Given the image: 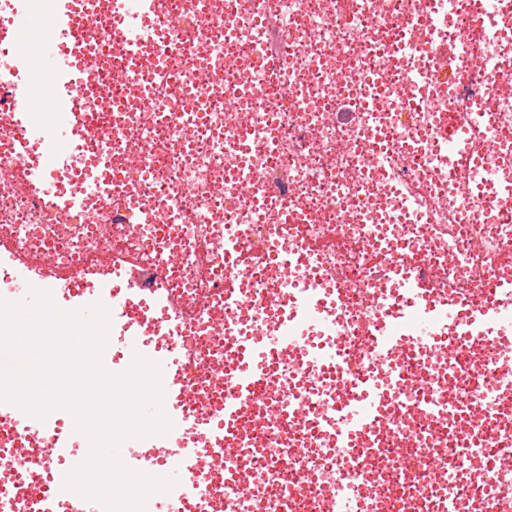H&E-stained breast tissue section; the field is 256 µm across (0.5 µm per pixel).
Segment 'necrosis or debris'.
I'll use <instances>...</instances> for the list:
<instances>
[{"mask_svg": "<svg viewBox=\"0 0 512 512\" xmlns=\"http://www.w3.org/2000/svg\"><path fill=\"white\" fill-rule=\"evenodd\" d=\"M155 54L170 68L124 64L141 95L104 110L94 93L98 64L111 61L105 31L91 27L92 60L66 98L91 116L76 143L107 160L93 182L62 168L68 205L43 200L28 174L47 137L0 145V246L29 258L35 280L80 273L103 283V254L133 266L142 287L169 295L185 356L180 374L204 397L208 418L224 400V341L280 326L249 321L243 302L264 304L278 289L298 306L304 289L342 293L322 327L280 357L264 405L277 421L239 432L224 465L195 479L192 512H330L348 483L363 512H512V470L481 468L512 457V430L482 420L480 405L512 414V370L492 386L476 372L512 353L491 330L480 338L443 329L453 351L432 377L411 368L379 423L340 448L318 389H346L370 372L368 343L381 311L398 298L386 259L440 297L494 288L512 254V0H167L150 24ZM203 111H189L198 90ZM499 150L495 186L481 167L448 151L458 130L481 151L485 128ZM165 278H158L159 268ZM244 277L239 302L227 279ZM336 354V370H305L304 346ZM51 431H17L0 444V512H69L47 505L35 484L49 460ZM26 451L14 470L12 448Z\"/></svg>", "mask_w": 512, "mask_h": 512, "instance_id": "necrosis-or-debris-1", "label": "necrosis or debris"}]
</instances>
